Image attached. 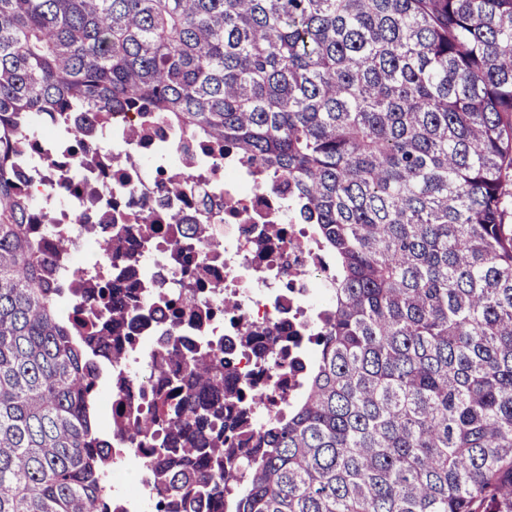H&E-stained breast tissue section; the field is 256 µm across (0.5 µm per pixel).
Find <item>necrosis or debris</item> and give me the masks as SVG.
I'll use <instances>...</instances> for the list:
<instances>
[{
	"mask_svg": "<svg viewBox=\"0 0 512 512\" xmlns=\"http://www.w3.org/2000/svg\"><path fill=\"white\" fill-rule=\"evenodd\" d=\"M26 137L14 177L33 201L46 279L65 289L77 335L95 318L89 295L112 280L105 239L120 231L129 244L137 321L118 338L121 359L98 360L108 372L106 428L132 423L174 334L230 365L255 428L282 415L302 392L333 300L313 225L288 212L287 180L264 179L154 112L37 115ZM270 332L280 344L267 363L257 353ZM108 453L109 512H157L150 448L116 439Z\"/></svg>",
	"mask_w": 512,
	"mask_h": 512,
	"instance_id": "1",
	"label": "necrosis or debris"
}]
</instances>
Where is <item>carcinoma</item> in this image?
Instances as JSON below:
<instances>
[{"instance_id": "carcinoma-1", "label": "carcinoma", "mask_w": 512, "mask_h": 512, "mask_svg": "<svg viewBox=\"0 0 512 512\" xmlns=\"http://www.w3.org/2000/svg\"><path fill=\"white\" fill-rule=\"evenodd\" d=\"M159 112L288 178L336 303L262 431L204 348L131 438L166 512H512V0H0V512H102L96 358L13 176L30 112Z\"/></svg>"}]
</instances>
